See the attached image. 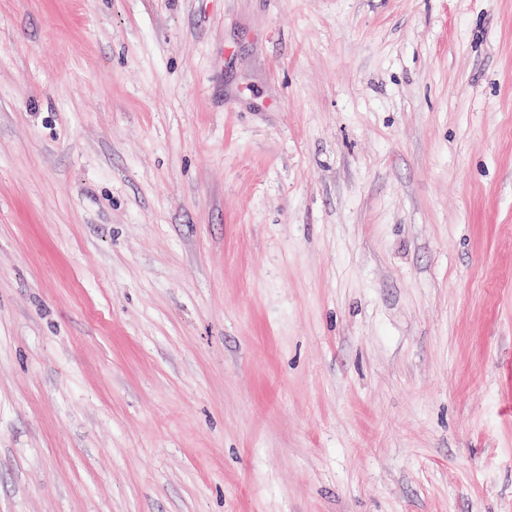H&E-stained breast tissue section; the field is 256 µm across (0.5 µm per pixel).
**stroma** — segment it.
<instances>
[{
    "label": "stroma",
    "instance_id": "35a3bbf8",
    "mask_svg": "<svg viewBox=\"0 0 512 512\" xmlns=\"http://www.w3.org/2000/svg\"><path fill=\"white\" fill-rule=\"evenodd\" d=\"M0 512H512V0H0Z\"/></svg>",
    "mask_w": 512,
    "mask_h": 512
}]
</instances>
